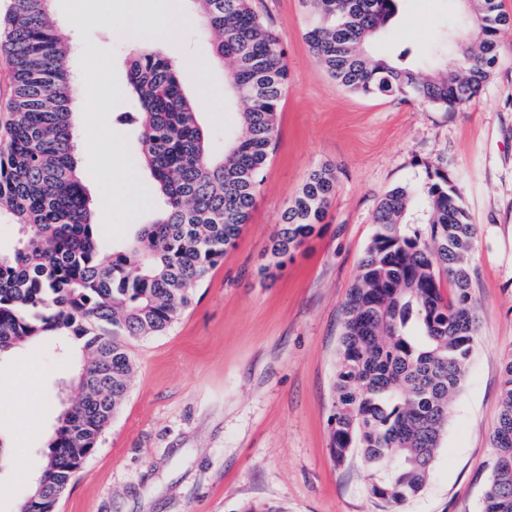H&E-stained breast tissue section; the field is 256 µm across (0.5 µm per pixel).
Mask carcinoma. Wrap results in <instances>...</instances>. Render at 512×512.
Here are the masks:
<instances>
[{
	"mask_svg": "<svg viewBox=\"0 0 512 512\" xmlns=\"http://www.w3.org/2000/svg\"><path fill=\"white\" fill-rule=\"evenodd\" d=\"M52 0H10L0 48L12 65L8 111L0 113V214L22 239L0 250V358L29 341L79 347V396L59 414L38 486L20 512H48L123 401L133 363L127 342L168 331L250 221L278 135L288 84L286 35L253 0H190L213 62L227 65L243 99L241 133L224 150L199 122L177 64L158 45L131 52L127 90L137 111L120 117L139 132V154L163 207L124 246L101 242L78 171L71 105V45L59 36ZM451 59L421 72L373 57L370 40L392 19L395 0H308L305 40L325 72L359 95H412L454 110L471 102L496 64L512 17L498 0H463ZM423 189L387 192L343 302L333 383L331 454L360 451L371 494L396 506L425 487L474 352L479 323L470 264L478 228L442 169ZM336 193L333 168H313L271 238L267 269H280L320 229ZM450 291H444L443 282ZM492 479L481 512H512V358L491 433Z\"/></svg>",
	"mask_w": 512,
	"mask_h": 512,
	"instance_id": "1",
	"label": "carcinoma"
}]
</instances>
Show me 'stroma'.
<instances>
[{"label": "stroma", "instance_id": "obj_1", "mask_svg": "<svg viewBox=\"0 0 512 512\" xmlns=\"http://www.w3.org/2000/svg\"><path fill=\"white\" fill-rule=\"evenodd\" d=\"M253 5L288 39L289 78L250 222L174 327L130 342L135 372L127 395L55 512H385L369 492L360 454L339 464L330 452L342 304L382 196L424 184L437 167L460 187L478 227L471 294L479 328L427 485L400 512H480L492 477L489 436L502 366L512 355V29L501 35L481 95L447 112L411 96L349 92L304 39L311 20L304 0ZM53 11L60 35L82 45L69 61L81 89L72 105L77 156L101 234L116 245L163 205L138 159L137 128L116 121L135 108L124 86L144 19L173 30L165 43L173 59H194L180 74L202 104L204 126L238 131L246 104L228 98L224 69L207 65L186 0H53ZM461 17L458 0H398L372 53L434 48ZM321 164L337 176L324 224L282 271L261 276L284 209ZM108 174L123 179L124 194L100 192ZM131 197L139 202L132 211ZM80 363L60 364L46 342L0 360V377L22 366L40 376L30 390L0 387V438L13 440L31 478L62 404L79 394L72 377ZM17 400L42 418L43 432L14 440L19 421L8 407Z\"/></svg>", "mask_w": 512, "mask_h": 512}]
</instances>
